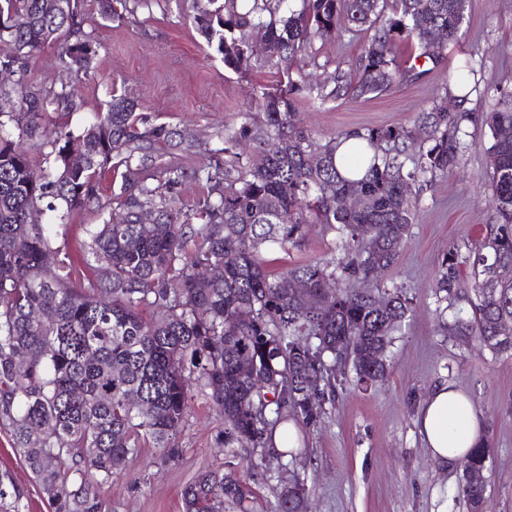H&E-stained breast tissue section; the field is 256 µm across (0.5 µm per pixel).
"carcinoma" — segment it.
<instances>
[{"label": "carcinoma", "instance_id": "carcinoma-1", "mask_svg": "<svg viewBox=\"0 0 512 512\" xmlns=\"http://www.w3.org/2000/svg\"><path fill=\"white\" fill-rule=\"evenodd\" d=\"M0 0V67L15 82L0 97L22 111L0 112V425L47 497L51 512H109L101 496L114 471L143 447L160 449L161 461L181 455L176 436L191 414L192 392L208 395L224 419L218 437L224 455L251 445L244 473L206 469L182 491L183 512H249L255 486L272 465L294 451L271 445L274 429L289 422L314 428L336 404V365H351L366 389L387 379V351L411 311L403 289L354 288L376 282L390 269L415 217V186L448 177L468 145L460 137L472 113L448 109L445 90L418 115V150L407 152L413 131L368 128L321 144L301 125L296 94L310 100H358L417 79L416 64L397 62L399 42H415L417 57L432 66L459 40L467 0H192L190 16L224 67H252L254 36L265 43V63L279 87L258 91L255 111L224 133L223 146L194 166L182 157L200 153L199 142L159 124L126 92L110 91L105 107L75 134L70 113L82 107L78 85L34 83L31 59L47 47L79 79L95 69L98 44L84 29L86 0ZM151 0H97L105 21ZM369 38L355 70L340 67L315 85L300 66L317 41L346 29ZM437 29L446 32L433 43ZM470 59L458 62L452 82L465 100L479 91ZM487 191L496 214L480 249L449 252L434 288L458 310L452 330L478 340L493 356L512 355V337L499 331L512 321V92H498L484 113ZM354 137L347 172L336 147ZM243 141L254 153L237 151ZM51 151H44L45 147ZM163 148L171 159L159 160ZM110 180L115 207L86 228L82 263L103 265L101 279H84L45 224L31 220L38 206L68 213L100 202ZM189 183L200 188L190 208ZM354 194L358 207L336 205ZM149 209L155 223H138ZM308 224L338 233L340 261L316 260L270 277L261 251L287 250ZM472 267L466 287L461 265ZM221 265L219 280L201 270ZM305 285L300 295L284 281ZM331 280L336 287L326 288ZM493 287H486V283ZM317 375V385L308 383ZM485 445L470 450L469 467L486 468ZM458 494L470 512H492L486 485L463 476ZM24 489L0 473V512H22ZM299 479L281 489L273 512H306Z\"/></svg>", "mask_w": 512, "mask_h": 512}]
</instances>
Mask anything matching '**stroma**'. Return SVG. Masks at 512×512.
Here are the masks:
<instances>
[{
  "label": "stroma",
  "mask_w": 512,
  "mask_h": 512,
  "mask_svg": "<svg viewBox=\"0 0 512 512\" xmlns=\"http://www.w3.org/2000/svg\"><path fill=\"white\" fill-rule=\"evenodd\" d=\"M188 0H152L126 22L102 20L88 4L84 27L98 43L94 79L80 83L81 111L68 119L78 130L102 109L107 91L117 88L140 97L158 122L186 131L203 147L216 148L225 128L239 126L256 91L275 84L274 70L259 65L246 75L225 69L219 55L205 50L188 19ZM363 32H345L315 42L309 72L356 68L366 43ZM472 59L481 87L512 90V0H469L459 41L445 64L419 79L381 95L360 100L301 102L303 124L322 142L340 131L399 126L414 128L421 110L431 106L448 82V66ZM469 148L456 171L418 193L417 216L408 238L382 281L401 286L412 300L401 331L388 352L387 381L369 389L344 371V389L317 428L301 431L299 450L309 467L293 462L273 467L258 486L260 506L271 507L293 478L304 482L308 512H468L458 495L465 465H444L432 458L415 426L420 405L439 384L467 393L484 417L489 450L484 471L494 512H512V356L492 357L477 341L446 334L432 285L454 245H481L496 217L486 196L484 135L475 124L465 128ZM268 271L279 274L314 259L339 260L335 234L324 225H308L301 242L288 251H266ZM193 415L178 437L182 450L161 463L155 448L141 449L102 488L112 512H182L181 492L200 471L228 466L217 445L224 423L207 396L194 394ZM0 471L9 472L27 492L23 512H49L30 470L0 428Z\"/></svg>",
  "instance_id": "1"
}]
</instances>
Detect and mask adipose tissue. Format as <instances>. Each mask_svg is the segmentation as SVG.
Masks as SVG:
<instances>
[{
	"mask_svg": "<svg viewBox=\"0 0 512 512\" xmlns=\"http://www.w3.org/2000/svg\"><path fill=\"white\" fill-rule=\"evenodd\" d=\"M482 414L471 398L452 384L436 386L417 416V427L431 456L448 464L465 457L482 441Z\"/></svg>",
	"mask_w": 512,
	"mask_h": 512,
	"instance_id": "ef3b65f1",
	"label": "adipose tissue"
}]
</instances>
